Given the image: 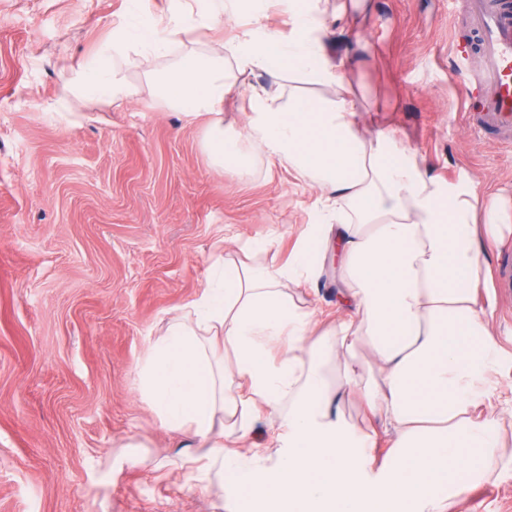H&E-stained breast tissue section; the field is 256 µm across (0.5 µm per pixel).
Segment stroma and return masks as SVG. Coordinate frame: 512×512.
Returning <instances> with one entry per match:
<instances>
[{"mask_svg": "<svg viewBox=\"0 0 512 512\" xmlns=\"http://www.w3.org/2000/svg\"><path fill=\"white\" fill-rule=\"evenodd\" d=\"M361 38L374 51L351 80L435 176L480 199L512 200V151L479 142L448 71L459 0H368ZM128 0H0V512H232L210 478L183 484L191 436L165 432L137 368L167 321L204 288L213 259L268 241L253 263H284L318 191L260 163L240 177L210 164L206 121L165 110L147 75L236 28L217 19L167 56L119 68L135 93L78 123L62 114L65 69L102 52ZM481 299L512 385V295ZM135 440L146 462L117 453ZM456 512H512V467L470 490Z\"/></svg>", "mask_w": 512, "mask_h": 512, "instance_id": "35a3bbf8", "label": "stroma"}]
</instances>
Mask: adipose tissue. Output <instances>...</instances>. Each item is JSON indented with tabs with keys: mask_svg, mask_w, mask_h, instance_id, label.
<instances>
[{
	"mask_svg": "<svg viewBox=\"0 0 512 512\" xmlns=\"http://www.w3.org/2000/svg\"><path fill=\"white\" fill-rule=\"evenodd\" d=\"M113 22L107 50L67 90L108 105L130 84L112 61L160 57L217 18L237 32L191 50L156 81L171 111L205 115L210 162L238 175L264 159L320 193L286 263L216 258L207 285L151 342L138 376L161 427L207 450L185 485L216 477L235 512H448L512 464L502 432L512 386L493 380L502 350L481 304L482 244L512 234V202L483 203L430 175L394 132L363 134L364 97L330 47L353 32L358 0H172ZM279 8L283 28L269 26ZM329 96H319V89ZM335 269L338 318L320 325L293 288ZM355 394L377 427L347 418ZM277 415L270 446L249 441ZM391 440L382 463L370 450Z\"/></svg>",
	"mask_w": 512,
	"mask_h": 512,
	"instance_id": "ef3b65f1",
	"label": "adipose tissue"
}]
</instances>
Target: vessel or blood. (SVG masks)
Masks as SVG:
<instances>
[{
	"label": "vessel or blood",
	"instance_id": "vessel-or-blood-1",
	"mask_svg": "<svg viewBox=\"0 0 512 512\" xmlns=\"http://www.w3.org/2000/svg\"><path fill=\"white\" fill-rule=\"evenodd\" d=\"M448 66L465 79L460 107L472 133L512 148V0H463Z\"/></svg>",
	"mask_w": 512,
	"mask_h": 512
}]
</instances>
